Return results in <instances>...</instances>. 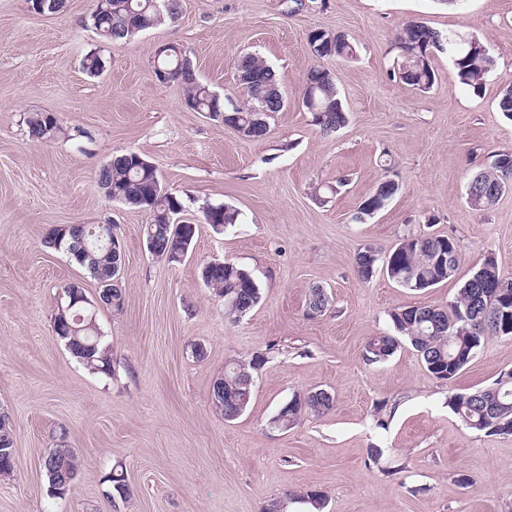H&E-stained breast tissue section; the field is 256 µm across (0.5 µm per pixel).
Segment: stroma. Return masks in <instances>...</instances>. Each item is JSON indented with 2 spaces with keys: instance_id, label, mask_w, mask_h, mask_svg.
<instances>
[{
  "instance_id": "obj_1",
  "label": "stroma",
  "mask_w": 512,
  "mask_h": 512,
  "mask_svg": "<svg viewBox=\"0 0 512 512\" xmlns=\"http://www.w3.org/2000/svg\"><path fill=\"white\" fill-rule=\"evenodd\" d=\"M289 3L182 0L176 20L109 43L84 26L94 0H67L46 17L27 0H0V412L11 417L16 455L14 472L0 476V512H262L308 488L324 492L323 512H512V435L469 429L448 406L512 370V337L486 339L447 382L407 343L382 362L365 359L371 337L394 334V309L448 304L485 256L512 277V192L487 211L465 194L492 152L512 150V121L498 109L500 89L512 86V0H304L296 13ZM410 21L481 40L495 60L482 91L459 84L438 50L430 91L393 78L395 38ZM315 28L356 48L352 59L324 62L347 114L331 135L301 105ZM164 45L186 51L200 81L238 103V56L265 60L286 99L266 138L239 137L191 109L179 83L155 81ZM91 52L106 61L96 77L82 69ZM32 112L56 116L53 139L30 138ZM126 150L157 166L197 223L184 261L153 257L149 213L100 190L98 170ZM386 177L398 182L396 196L359 217ZM209 203L235 206L239 223L214 232L202 221ZM60 224H110L123 241V306L97 311L113 375L88 371L53 332L62 286L80 281L96 295L81 268L43 246ZM429 234L455 239L454 278L411 291L380 269L358 275L365 246L386 254ZM213 259L249 271L260 288V303L238 322L199 278ZM315 286L330 303L310 317ZM254 355L266 362L252 401L225 420L211 383L225 360ZM313 389L333 394L330 413L273 425L283 404ZM61 438L83 467L57 498L41 463ZM372 448L382 449L379 460ZM114 471L131 490L117 508Z\"/></svg>"
}]
</instances>
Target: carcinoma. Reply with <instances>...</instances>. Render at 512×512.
<instances>
[{
  "instance_id": "1",
  "label": "carcinoma",
  "mask_w": 512,
  "mask_h": 512,
  "mask_svg": "<svg viewBox=\"0 0 512 512\" xmlns=\"http://www.w3.org/2000/svg\"><path fill=\"white\" fill-rule=\"evenodd\" d=\"M162 0H96V4L85 19L86 27L92 29L103 41L110 43L129 42L141 33L170 21L179 13L180 0H169L170 10L157 11L154 2ZM427 40L430 48H442V37L435 29L416 21L403 25L396 36L395 44L401 51V61L393 76L422 92L430 90L436 74L428 52H417L421 40ZM308 45L316 59H349L355 55V47L343 35L329 40L326 30L316 28L308 34ZM450 56L457 81L478 92L483 88L487 75L494 66L490 53L479 54L470 50L461 38H447ZM185 54L174 45L164 46L156 53L153 68L168 73V80L181 83L186 90L188 106L205 112L209 118L221 122L242 138L259 141L269 132L264 114L279 112L283 105L270 96L269 89L279 86L274 70L259 57L247 53L240 57L243 70L249 79L239 82L247 94L248 103L236 104L232 100L217 96L208 86L181 64ZM83 69L90 75L99 74L105 67L104 59L96 52L87 54L82 60ZM302 106L311 114L312 123L320 132L330 134L339 131L346 123V115L336 74L321 66L310 68L306 75L302 94ZM29 137L44 141L59 131L57 118L44 112L29 114L26 119ZM140 154L125 151L115 154L98 172V182L111 190L108 198L150 214V222L144 227L145 236L152 241L150 253L169 263L177 262L173 253L178 247L192 244L198 227L185 223L181 218L184 203L180 196L169 192L160 194L154 185L161 181L156 166L144 167ZM502 186L499 195L512 191V150L497 151L487 168L476 173L467 183L466 199L475 210H489L493 204L485 196L486 186ZM399 187L381 180L373 193L359 206V214L368 216L374 210H382L381 201H390ZM239 211L227 204L218 203L211 212H203V220L210 225L222 224L228 229L239 223ZM47 248L65 253L70 261L84 270L91 279L99 283L112 279V266L106 254L104 240L89 234V227L73 226L61 245L49 237L44 238ZM440 251L449 253L448 264L437 265L433 257ZM358 274L372 277L371 270L385 266L392 280L396 274L411 273L408 289L417 291L431 288L455 276L459 266L458 249L448 250V237L443 235L408 237L397 244L383 259L379 251L371 246L360 250L355 258ZM484 277L499 282L501 293L507 299L506 309L510 314L502 315L500 302L484 295L481 283L475 278L479 270ZM209 288L212 293L224 298V314L235 322L241 318L239 311L249 313L261 301V292L248 271L235 265L208 269ZM97 310H87L78 305L55 316L53 326H62L65 333L55 331L58 339L86 369L97 374L111 371L112 351L105 342L99 328ZM396 328V336H374L365 346L366 360L380 362L391 356L399 346V338L406 339L418 352L427 370L438 380L451 381L472 361L485 339L493 336H512V278L503 276L497 261L487 256L470 270L468 277L458 289L453 301L441 306L398 308L390 313ZM263 360L255 355L250 360H234L224 364V378H236V371L256 372ZM448 406L465 425L489 436L512 435V371H505L489 386L468 393L453 394ZM334 407L331 393L323 392L318 399L310 394L304 400L292 398L288 406L279 410L283 416L281 425L289 428L305 415L322 416ZM16 465L14 430L10 418L0 413V476L13 473ZM50 493L60 498L72 489L81 460L66 444H58L43 460Z\"/></svg>"
}]
</instances>
